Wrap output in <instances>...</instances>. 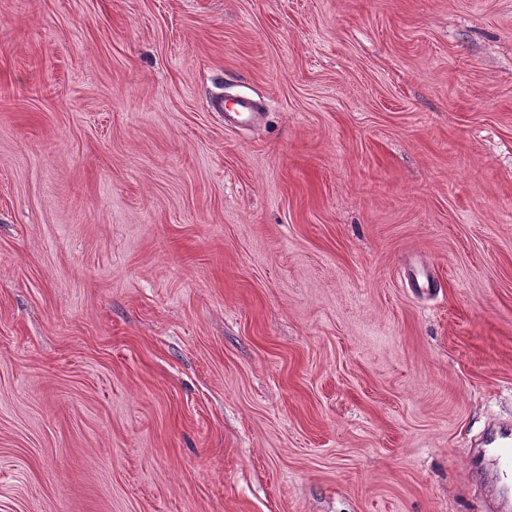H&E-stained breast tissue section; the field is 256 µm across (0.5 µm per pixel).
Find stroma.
<instances>
[{"mask_svg": "<svg viewBox=\"0 0 512 512\" xmlns=\"http://www.w3.org/2000/svg\"><path fill=\"white\" fill-rule=\"evenodd\" d=\"M493 422L512 0H0V512H493ZM214 106L224 112V124L228 126L239 125L241 117L252 115L256 110L255 102L249 98H238L231 106L224 104L223 100H219Z\"/></svg>", "mask_w": 512, "mask_h": 512, "instance_id": "obj_1", "label": "stroma"}]
</instances>
